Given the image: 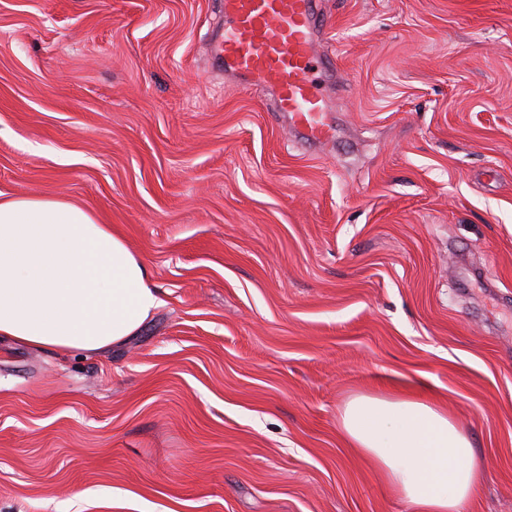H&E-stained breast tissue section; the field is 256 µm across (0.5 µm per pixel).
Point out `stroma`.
Listing matches in <instances>:
<instances>
[{
    "label": "stroma",
    "instance_id": "stroma-1",
    "mask_svg": "<svg viewBox=\"0 0 512 512\" xmlns=\"http://www.w3.org/2000/svg\"><path fill=\"white\" fill-rule=\"evenodd\" d=\"M328 139L212 66L222 0H0V193L112 225L164 304L0 339V512H411L340 426L422 393L512 512V0H321Z\"/></svg>",
    "mask_w": 512,
    "mask_h": 512
}]
</instances>
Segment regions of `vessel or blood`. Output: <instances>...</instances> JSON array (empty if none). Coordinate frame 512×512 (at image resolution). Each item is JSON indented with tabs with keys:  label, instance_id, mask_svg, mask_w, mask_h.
Listing matches in <instances>:
<instances>
[{
	"label": "vessel or blood",
	"instance_id": "obj_1",
	"mask_svg": "<svg viewBox=\"0 0 512 512\" xmlns=\"http://www.w3.org/2000/svg\"><path fill=\"white\" fill-rule=\"evenodd\" d=\"M322 26L319 0H224V32L216 48L225 74L273 90L276 110L312 142L329 135L317 74L335 69L332 58L314 53Z\"/></svg>",
	"mask_w": 512,
	"mask_h": 512
}]
</instances>
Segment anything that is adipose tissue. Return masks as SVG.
Segmentation results:
<instances>
[{
    "label": "adipose tissue",
    "mask_w": 512,
    "mask_h": 512,
    "mask_svg": "<svg viewBox=\"0 0 512 512\" xmlns=\"http://www.w3.org/2000/svg\"><path fill=\"white\" fill-rule=\"evenodd\" d=\"M163 304L143 260L91 211L59 196L0 199V338L102 353ZM340 425L413 512H460L483 469L471 436L429 401L361 395Z\"/></svg>",
    "instance_id": "adipose-tissue-1"
}]
</instances>
